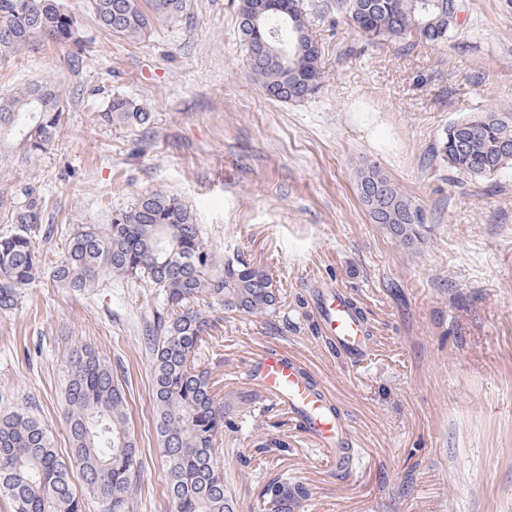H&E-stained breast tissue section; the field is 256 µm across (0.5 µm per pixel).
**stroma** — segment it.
<instances>
[{
    "label": "stroma",
    "mask_w": 512,
    "mask_h": 512,
    "mask_svg": "<svg viewBox=\"0 0 512 512\" xmlns=\"http://www.w3.org/2000/svg\"><path fill=\"white\" fill-rule=\"evenodd\" d=\"M58 2L90 51L77 68L51 43L0 61V95L49 80L66 104L46 153L0 161V236L27 194L40 196L49 270L78 227L104 226L161 190L188 204L217 256L269 269L276 312H215L199 352L224 404L234 512H266L268 485L282 481L305 491L291 512H512V170L474 180L433 153L449 123L512 112V0H463L437 45L368 39L341 0H304L323 81L297 103L268 98L251 75L238 0H186L139 37L101 31L92 0ZM116 96L150 124L102 122ZM365 162L422 210L421 240L403 244L372 222L356 189ZM48 270L0 313V410L35 414L70 457L67 355L93 349L125 394L133 512H170L146 340L161 299L109 274L79 295ZM317 280L344 287L363 312L366 360L321 336ZM271 351L329 390L355 441L351 471L247 378Z\"/></svg>",
    "instance_id": "obj_1"
}]
</instances>
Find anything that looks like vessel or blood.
Returning a JSON list of instances; mask_svg holds the SVG:
<instances>
[{"label":"vessel or blood","mask_w":512,"mask_h":512,"mask_svg":"<svg viewBox=\"0 0 512 512\" xmlns=\"http://www.w3.org/2000/svg\"><path fill=\"white\" fill-rule=\"evenodd\" d=\"M314 310L329 344L351 358L368 351V330L343 287L325 285L314 296ZM247 376L272 399L288 407L305 433L344 467L353 445L345 419L325 388L319 387L296 360L279 352L261 356Z\"/></svg>","instance_id":"obj_1"}]
</instances>
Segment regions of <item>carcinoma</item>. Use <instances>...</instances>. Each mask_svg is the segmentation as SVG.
<instances>
[{"label": "carcinoma", "instance_id": "carcinoma-1", "mask_svg": "<svg viewBox=\"0 0 512 512\" xmlns=\"http://www.w3.org/2000/svg\"><path fill=\"white\" fill-rule=\"evenodd\" d=\"M287 26L271 37L266 0H239L240 30L252 74L267 96L302 101L320 88V54L303 14V0H280ZM450 0H344L352 24L381 40L409 36L427 44L448 40L458 14ZM185 0H93L97 24L112 33L141 36L161 17L183 11ZM48 41L71 48L78 67L86 52L79 22L55 0H0V60ZM64 106L59 89L37 82L0 97V160L13 152L34 157L55 141ZM128 126H144L150 113L116 97L101 115ZM436 155L448 168L474 179L512 169V113L483 112L448 124ZM388 186L391 208L380 223L403 242L419 240L422 210L376 165L358 172L359 195L375 183ZM16 230L0 237V311L16 308L23 291L42 268L36 231L48 238L43 205L31 196L14 211ZM137 279L162 297L153 336L157 428L173 512H233L226 494L219 445L224 405L212 393L198 351L212 328L211 313H266L278 304L268 270L239 257L215 259L199 225L182 200L163 191L141 195L103 228H80L52 270L61 287L84 294L100 275ZM67 427L73 458L90 493L104 512H131L130 487L136 477V444L124 397L106 362L86 347L68 355L65 389ZM0 496L12 512H82L72 490L69 463L60 457L44 425L23 409L0 413ZM268 512H288V482L267 490Z\"/></svg>", "mask_w": 512, "mask_h": 512}]
</instances>
